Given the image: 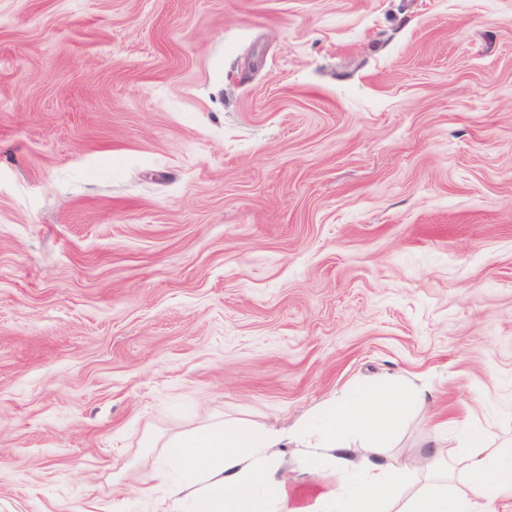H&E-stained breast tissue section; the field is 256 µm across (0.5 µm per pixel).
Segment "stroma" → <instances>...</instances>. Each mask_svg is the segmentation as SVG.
Returning a JSON list of instances; mask_svg holds the SVG:
<instances>
[{
	"label": "stroma",
	"mask_w": 512,
	"mask_h": 512,
	"mask_svg": "<svg viewBox=\"0 0 512 512\" xmlns=\"http://www.w3.org/2000/svg\"><path fill=\"white\" fill-rule=\"evenodd\" d=\"M390 378L512 448V0H0V512Z\"/></svg>",
	"instance_id": "35a3bbf8"
}]
</instances>
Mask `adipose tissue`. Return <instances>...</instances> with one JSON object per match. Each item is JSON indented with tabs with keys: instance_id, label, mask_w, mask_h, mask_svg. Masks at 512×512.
<instances>
[{
	"instance_id": "ef3b65f1",
	"label": "adipose tissue",
	"mask_w": 512,
	"mask_h": 512,
	"mask_svg": "<svg viewBox=\"0 0 512 512\" xmlns=\"http://www.w3.org/2000/svg\"><path fill=\"white\" fill-rule=\"evenodd\" d=\"M407 407L392 381L320 408L292 430L211 423L168 441L152 474L162 512H284L289 499L277 447L303 444L301 467L323 489L294 512H512V449L476 445L462 459L439 449L422 480L371 461L388 447Z\"/></svg>"
}]
</instances>
